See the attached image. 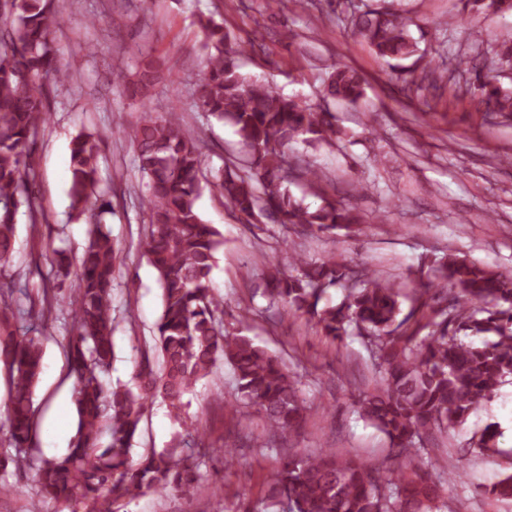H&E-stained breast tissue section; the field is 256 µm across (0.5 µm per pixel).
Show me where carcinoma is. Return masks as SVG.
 <instances>
[{"mask_svg": "<svg viewBox=\"0 0 512 512\" xmlns=\"http://www.w3.org/2000/svg\"><path fill=\"white\" fill-rule=\"evenodd\" d=\"M465 7L487 13L512 12V0H464ZM0 13V267L15 251L17 215L26 206L32 229L46 222L32 197L36 173L31 145L46 123L45 92L63 86L71 75L52 38L63 21L58 0H4ZM207 53L191 100L193 107L235 128L243 158L202 181V152L197 135L175 108L143 109L135 126L120 130L133 146L138 168L147 178L142 198L150 230L141 249L157 273L161 313L156 342L160 370L137 364L136 388H106L103 376L112 366V239L92 224L76 264L77 285L64 308L71 320L68 359L75 376L77 433L64 453L41 458L31 452L35 409L33 395L43 366L37 337L0 335V359L11 373L6 424L14 453L5 456L28 468L39 491L87 512H112V505L146 491L194 489L201 485L207 457L214 452L194 429L192 448H152L140 458L131 450L147 403L160 395L178 412L183 397L223 360L233 369L237 396L233 413L243 406L263 415L269 446L282 453L267 496L268 505L284 498L289 512H444L441 489L433 473L463 471L462 460L448 453L440 463L411 466L424 443L448 427L462 425L483 401L493 397L512 376V273L448 253L433 277L415 289L412 305L402 313L399 287L369 269H354L330 258L309 263L291 257L292 271L275 266L263 290L270 302L294 317H306L332 340L367 341L378 369L372 390L359 395V417L380 432L392 447L387 458L372 462L357 455L339 456L332 448L294 452L286 436L306 421L309 407L298 380L285 364L244 335L224 333V302L211 286L219 233L198 209L203 185L224 197L246 221L268 214L297 232L351 231L359 213L325 199L312 210L286 187L301 176L310 186L320 180L316 169L293 164L288 147L299 140L331 145L339 137L334 115L325 106L278 94L269 84L246 79L238 70L241 48H226L224 25L200 21ZM355 35L399 71L407 87L420 81L439 88L443 75L430 65L416 75L424 54L407 24L379 9L351 14ZM163 71L148 57L135 80H119L134 99L148 98ZM464 90L479 81L480 103L487 114L512 117V93L483 73L477 57L461 62ZM365 80L354 67L338 63L327 79L325 97L353 104ZM100 138L81 133L71 142L73 210L89 201L105 213L111 202L97 192ZM331 288L344 291L342 301L320 306ZM456 293L448 305H431L439 290ZM428 330L427 335L421 331ZM484 336L474 346L459 333ZM497 500H512V474L486 487Z\"/></svg>", "mask_w": 512, "mask_h": 512, "instance_id": "carcinoma-1", "label": "carcinoma"}]
</instances>
